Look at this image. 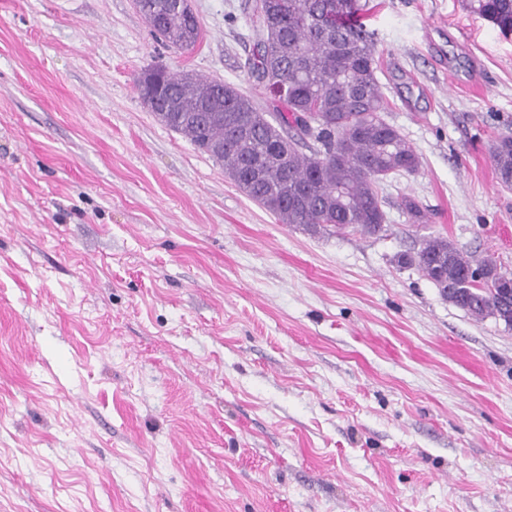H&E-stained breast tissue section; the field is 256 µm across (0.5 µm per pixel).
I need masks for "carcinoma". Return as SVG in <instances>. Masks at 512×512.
Returning a JSON list of instances; mask_svg holds the SVG:
<instances>
[{
	"instance_id": "1",
	"label": "carcinoma",
	"mask_w": 512,
	"mask_h": 512,
	"mask_svg": "<svg viewBox=\"0 0 512 512\" xmlns=\"http://www.w3.org/2000/svg\"><path fill=\"white\" fill-rule=\"evenodd\" d=\"M168 2L136 0L169 47L194 50L202 39L199 21L172 11ZM366 7L361 0H253L248 18L259 49L250 70L274 97L270 114L233 84L188 71L147 66L136 87L152 75V90L169 103L161 123L223 163L241 192L282 223L310 232L379 234L386 231L380 183L415 172L419 158L381 115L387 102L376 48L356 21ZM467 7L512 33V0H467ZM490 153L498 184L512 189V136H499ZM397 262L419 269L472 317L512 329V298L492 289L512 273L494 258L467 255L433 235ZM471 271L481 272L483 282L467 283Z\"/></svg>"
}]
</instances>
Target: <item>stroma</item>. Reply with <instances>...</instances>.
<instances>
[{"label":"stroma","instance_id":"obj_1","mask_svg":"<svg viewBox=\"0 0 512 512\" xmlns=\"http://www.w3.org/2000/svg\"><path fill=\"white\" fill-rule=\"evenodd\" d=\"M245 2L192 0L181 53L135 0H0V512H512V330L396 262L440 234L512 271V34L369 0L420 166L385 232L311 234L136 88L162 64L269 105ZM498 184L512 189V136L501 135L490 148Z\"/></svg>","mask_w":512,"mask_h":512}]
</instances>
